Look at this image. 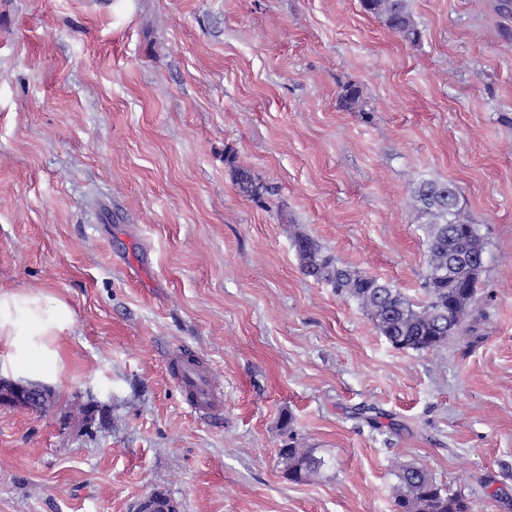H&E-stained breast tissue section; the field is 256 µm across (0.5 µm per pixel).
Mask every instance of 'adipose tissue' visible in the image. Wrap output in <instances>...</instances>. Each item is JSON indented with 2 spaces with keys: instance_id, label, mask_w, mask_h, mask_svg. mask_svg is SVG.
Instances as JSON below:
<instances>
[{
  "instance_id": "obj_1",
  "label": "adipose tissue",
  "mask_w": 512,
  "mask_h": 512,
  "mask_svg": "<svg viewBox=\"0 0 512 512\" xmlns=\"http://www.w3.org/2000/svg\"><path fill=\"white\" fill-rule=\"evenodd\" d=\"M72 324L73 313L61 299L0 289V375L60 382L65 373L61 341Z\"/></svg>"
}]
</instances>
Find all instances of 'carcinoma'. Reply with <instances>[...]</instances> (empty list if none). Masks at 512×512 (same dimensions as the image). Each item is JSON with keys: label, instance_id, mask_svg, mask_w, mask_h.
Returning a JSON list of instances; mask_svg holds the SVG:
<instances>
[{"label": "carcinoma", "instance_id": "1", "mask_svg": "<svg viewBox=\"0 0 512 512\" xmlns=\"http://www.w3.org/2000/svg\"><path fill=\"white\" fill-rule=\"evenodd\" d=\"M360 6L404 40L419 41L420 30L409 0H360ZM339 104L348 111L362 108L359 86L344 85ZM226 162L242 196L260 202L271 193V188L257 181L249 170L235 164L234 154H228ZM412 199L427 244L422 300L413 301L397 286L347 267L304 233L295 234L294 248L302 273L357 303L393 348L422 352L438 349L454 336L475 332V326L465 323V318L480 288L484 265L475 258L485 254V238L478 225L462 214L454 184L421 181L413 189ZM280 456L288 475L297 480L316 473L323 465L312 451L292 445L281 449ZM398 479V512H471L462 497L437 484L421 467H403Z\"/></svg>", "mask_w": 512, "mask_h": 512}]
</instances>
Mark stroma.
I'll return each mask as SVG.
<instances>
[{"mask_svg":"<svg viewBox=\"0 0 512 512\" xmlns=\"http://www.w3.org/2000/svg\"><path fill=\"white\" fill-rule=\"evenodd\" d=\"M492 3L411 0L412 44L359 0H0V288L74 313L50 404L0 406V512L157 491L179 512H395L406 465L512 512V19ZM422 180L482 229L483 317L402 351L293 238L422 299ZM181 347L218 414L171 378ZM291 441L317 473L289 478ZM235 159L231 152L226 156V162L231 169L239 193L252 201L262 202L265 194H271V188L257 181L249 170L236 165Z\"/></svg>","mask_w":512,"mask_h":512,"instance_id":"1","label":"stroma"}]
</instances>
